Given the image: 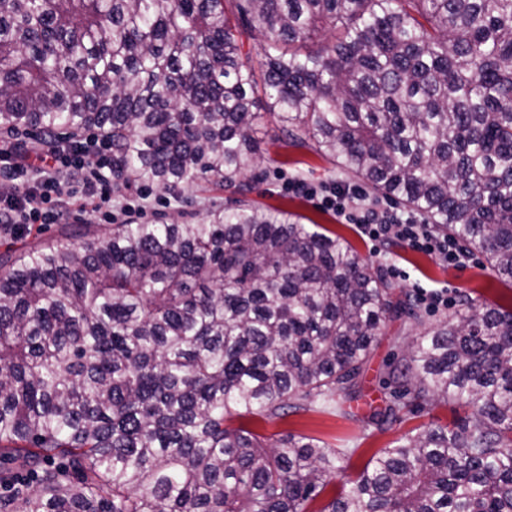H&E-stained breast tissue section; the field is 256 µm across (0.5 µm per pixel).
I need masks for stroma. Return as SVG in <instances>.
<instances>
[{"label": "stroma", "instance_id": "35a3bbf8", "mask_svg": "<svg viewBox=\"0 0 512 512\" xmlns=\"http://www.w3.org/2000/svg\"><path fill=\"white\" fill-rule=\"evenodd\" d=\"M258 128L264 162L260 175L250 181L252 190L247 195L248 200L300 215L303 223L318 225L321 232L340 237L362 256L371 257L375 245L355 225L344 223L317 201L289 193L284 186L285 178L293 176L314 184L335 182L356 190L361 189V182L314 149L287 143L269 116H262ZM143 193L147 197V208L140 220L144 223L195 224L209 210L225 207L230 197L222 185L211 182L198 183L176 196L150 186L144 188ZM379 268L388 281L406 294L415 282L427 288L447 287L451 298L447 310L430 313L419 308L414 316L388 321L362 368L356 398H339L334 408L317 402L299 412L281 417H254L247 422L263 440H275L292 433L342 449L336 473L340 483L355 478L377 451L394 446L406 434L416 433L430 424L458 423L466 417L467 410L462 402L436 399L402 410L384 426L369 423L374 410L385 407L392 395L406 388L407 381L400 372L413 338L425 327L455 316L466 299L480 308L494 306L512 310V283L497 278L479 255L469 266L454 267L397 244L390 247L386 262L380 263Z\"/></svg>", "mask_w": 512, "mask_h": 512}]
</instances>
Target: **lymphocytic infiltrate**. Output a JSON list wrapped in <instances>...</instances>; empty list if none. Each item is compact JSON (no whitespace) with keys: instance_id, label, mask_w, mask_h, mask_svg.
<instances>
[{"instance_id":"f902f5d3","label":"lymphocytic infiltrate","mask_w":512,"mask_h":512,"mask_svg":"<svg viewBox=\"0 0 512 512\" xmlns=\"http://www.w3.org/2000/svg\"><path fill=\"white\" fill-rule=\"evenodd\" d=\"M0 157L9 162L7 178L0 182V224H53L66 218L76 184L87 189L90 206L107 223H131L144 209L139 202L118 206L112 202V133L107 129L45 150L0 139ZM287 187L356 225L380 248L399 243L451 265L463 266L471 261L469 252L456 238L436 235L416 213L349 209L348 189L333 184L291 179Z\"/></svg>"}]
</instances>
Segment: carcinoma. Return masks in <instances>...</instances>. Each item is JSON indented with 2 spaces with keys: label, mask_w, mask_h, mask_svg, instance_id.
Returning <instances> with one entry per match:
<instances>
[{
  "label": "carcinoma",
  "mask_w": 512,
  "mask_h": 512,
  "mask_svg": "<svg viewBox=\"0 0 512 512\" xmlns=\"http://www.w3.org/2000/svg\"><path fill=\"white\" fill-rule=\"evenodd\" d=\"M238 27L275 36L258 71ZM262 97L512 282V0H0L1 127H106L116 182L239 203L0 254V512H308L336 478L341 449L226 420L354 393L414 312L341 238L242 203ZM404 375L470 416L381 449L322 512H512V311L424 329Z\"/></svg>",
  "instance_id": "1"
}]
</instances>
